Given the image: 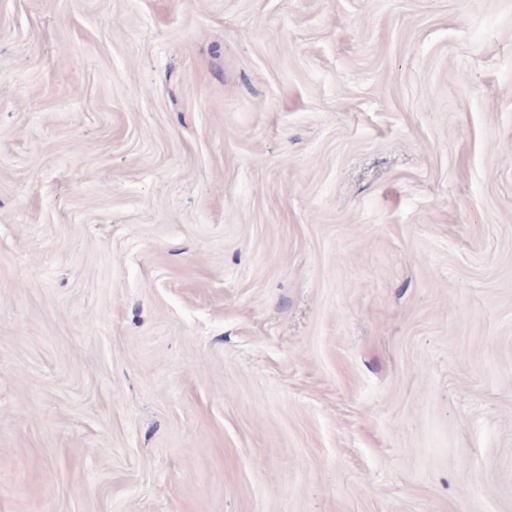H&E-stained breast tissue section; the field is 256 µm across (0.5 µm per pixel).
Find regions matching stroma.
<instances>
[{
    "mask_svg": "<svg viewBox=\"0 0 512 512\" xmlns=\"http://www.w3.org/2000/svg\"><path fill=\"white\" fill-rule=\"evenodd\" d=\"M0 512H512V0H0Z\"/></svg>",
    "mask_w": 512,
    "mask_h": 512,
    "instance_id": "obj_1",
    "label": "stroma"
}]
</instances>
